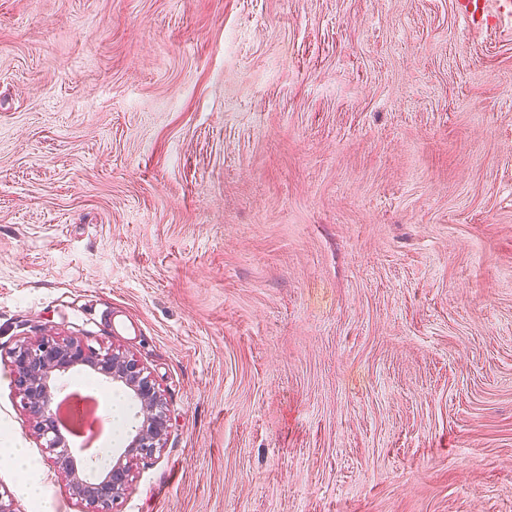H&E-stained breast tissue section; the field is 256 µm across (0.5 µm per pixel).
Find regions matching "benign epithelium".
Wrapping results in <instances>:
<instances>
[{"label":"benign epithelium","instance_id":"7a95c632","mask_svg":"<svg viewBox=\"0 0 512 512\" xmlns=\"http://www.w3.org/2000/svg\"><path fill=\"white\" fill-rule=\"evenodd\" d=\"M14 383L23 398L30 420L46 448L57 451L55 466L66 477L73 495L85 505L83 512H104L120 499L130 486L132 463L150 459L163 447L167 419L160 392L145 375L138 361L119 352H97L80 341L47 335L24 344L11 355ZM79 366H86L106 382H120L138 405L134 434L107 474L90 481L76 471L72 457L63 450L64 436L50 413L58 377Z\"/></svg>","mask_w":512,"mask_h":512}]
</instances>
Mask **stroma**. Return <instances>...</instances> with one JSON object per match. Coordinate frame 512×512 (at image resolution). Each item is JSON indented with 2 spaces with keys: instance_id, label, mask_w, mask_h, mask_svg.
<instances>
[{
  "instance_id": "stroma-1",
  "label": "stroma",
  "mask_w": 512,
  "mask_h": 512,
  "mask_svg": "<svg viewBox=\"0 0 512 512\" xmlns=\"http://www.w3.org/2000/svg\"><path fill=\"white\" fill-rule=\"evenodd\" d=\"M168 416L111 512H512V27L455 0H0V495L82 512L11 377ZM14 383L23 398L28 417L35 424L38 435L45 439V447L55 452L66 448L64 436L53 417V404L58 377L79 366H86L107 382L122 383L138 405L134 434L112 468L95 481H89L73 466L67 451L57 452L55 466L66 477L73 495L85 505L83 512H103L105 507L120 499L130 486L133 461L150 459L163 447L167 419L160 392L138 361L123 353L106 351L104 354L85 348L80 341L60 339L47 335L33 343L24 344L11 355ZM51 411V413H50ZM51 434V435H50ZM125 461V462H124Z\"/></svg>"
}]
</instances>
